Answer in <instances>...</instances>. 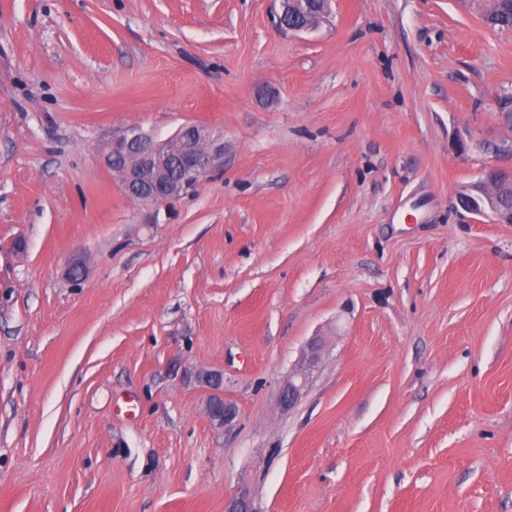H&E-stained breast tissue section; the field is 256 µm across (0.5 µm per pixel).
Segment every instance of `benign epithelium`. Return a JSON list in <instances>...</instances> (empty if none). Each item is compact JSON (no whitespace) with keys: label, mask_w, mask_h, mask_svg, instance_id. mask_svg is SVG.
<instances>
[{"label":"benign epithelium","mask_w":512,"mask_h":512,"mask_svg":"<svg viewBox=\"0 0 512 512\" xmlns=\"http://www.w3.org/2000/svg\"><path fill=\"white\" fill-rule=\"evenodd\" d=\"M331 0H280L276 26L281 31L316 28L329 12ZM224 156V135L214 128L185 124L174 135L159 140L137 126L119 130L102 152L104 164L117 170L125 195L145 205H158L179 195L200 177L217 168ZM512 186V169L490 167L477 181L463 186L460 202L468 212L489 217L496 224H512V211L502 208L499 195ZM316 362L315 346L284 385L282 403L292 406L304 390ZM209 416L224 427L235 416L221 396L208 403Z\"/></svg>","instance_id":"obj_1"}]
</instances>
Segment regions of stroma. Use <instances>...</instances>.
<instances>
[{
	"label": "stroma",
	"mask_w": 512,
	"mask_h": 512,
	"mask_svg": "<svg viewBox=\"0 0 512 512\" xmlns=\"http://www.w3.org/2000/svg\"><path fill=\"white\" fill-rule=\"evenodd\" d=\"M484 5L0 0V512H512V224L457 198L512 167ZM187 123L221 166L129 199L113 132ZM331 0H280V12L277 13L276 26L281 31L302 32L315 29L329 12ZM303 16L299 24H289L288 16ZM316 362L315 346H310V353L306 354L305 360L299 368L293 372L288 379V382L284 385L281 394L282 403L288 408L291 407L298 399L302 391L304 390L312 369ZM209 416L216 427H224L235 416L234 407L221 396H214L208 403Z\"/></svg>",
	"instance_id": "35a3bbf8"
}]
</instances>
